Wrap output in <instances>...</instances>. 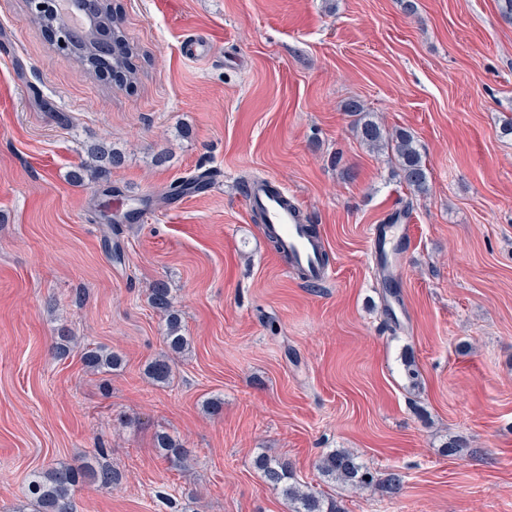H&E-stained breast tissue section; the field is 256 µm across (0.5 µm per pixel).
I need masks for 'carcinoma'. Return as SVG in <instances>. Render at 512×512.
<instances>
[{"label":"carcinoma","instance_id":"1","mask_svg":"<svg viewBox=\"0 0 512 512\" xmlns=\"http://www.w3.org/2000/svg\"><path fill=\"white\" fill-rule=\"evenodd\" d=\"M116 28L113 14L105 11L88 19V28L82 34L73 35V55L87 70L92 71L95 64L91 61L92 50L99 37L107 30ZM112 73L126 80L131 70L127 57L119 52L112 56V62L106 65ZM344 111L355 117L357 137L372 150L390 149L399 163L401 177L405 184L415 192L424 193L428 189V171L414 144V138L406 130L387 133L381 125L366 112L364 105L357 99H350L343 105ZM91 162L81 164V173L75 175L78 182L88 179L98 181L110 174V169L119 167L124 156L105 145L90 149ZM149 302L154 310L165 317L164 340L170 351L150 361L145 374L158 385L170 383L173 375L171 355L188 350L189 340L183 333L181 314L174 308L170 289L163 282L155 283L149 289ZM84 362L93 370H112L121 366L119 354L104 347L85 349ZM157 448L166 460L175 466L188 459V450L170 435L160 433L156 436ZM254 466L266 483L278 490L282 497L293 505L292 512H342L336 500L327 498L311 490H303L293 482L292 466L282 457L258 455ZM316 468L328 482L338 483L356 491H367L379 487L387 492L398 489L401 478L391 473L385 478L378 477L357 456L346 449H333L319 456ZM90 479L101 490L108 491L120 481V474L107 465L87 463L73 467L61 465L46 471H35L27 484V498L33 512H73V496L84 479Z\"/></svg>","mask_w":512,"mask_h":512}]
</instances>
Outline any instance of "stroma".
I'll use <instances>...</instances> for the list:
<instances>
[{
	"mask_svg": "<svg viewBox=\"0 0 512 512\" xmlns=\"http://www.w3.org/2000/svg\"><path fill=\"white\" fill-rule=\"evenodd\" d=\"M407 1L112 0L136 49L122 84L0 0V512H20L33 471L100 445L121 482L84 483L76 512H291L253 466L263 451L343 512H512V15ZM351 98L413 134L427 192L360 142ZM100 142L123 165L73 182ZM204 172L202 192L167 197ZM258 179L316 226L325 283L255 222ZM399 212L392 295L373 231ZM158 281L190 339L163 387L145 374L167 351ZM97 345L121 367L89 369ZM335 448L399 474V493L325 481ZM157 448L166 460L175 466H180L188 459V450L166 433L156 436Z\"/></svg>",
	"mask_w": 512,
	"mask_h": 512,
	"instance_id": "stroma-1",
	"label": "stroma"
}]
</instances>
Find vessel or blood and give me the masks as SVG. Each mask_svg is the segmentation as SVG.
Wrapping results in <instances>:
<instances>
[{"mask_svg": "<svg viewBox=\"0 0 512 512\" xmlns=\"http://www.w3.org/2000/svg\"><path fill=\"white\" fill-rule=\"evenodd\" d=\"M246 200L263 212L267 229L277 236L279 249L292 266L302 271L307 282L323 283L327 278L324 244L311 225L303 223L296 199L263 181L248 188Z\"/></svg>", "mask_w": 512, "mask_h": 512, "instance_id": "vessel-or-blood-1", "label": "vessel or blood"}]
</instances>
